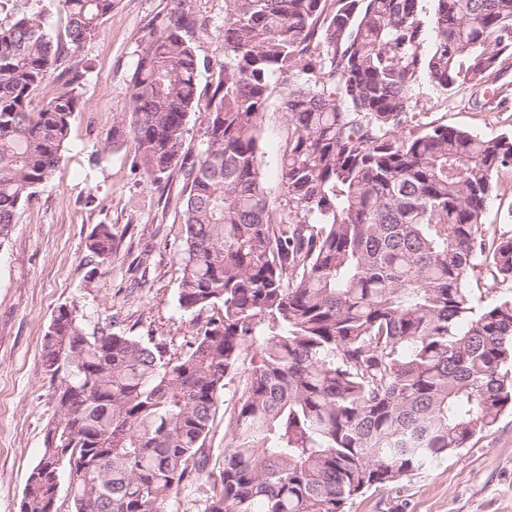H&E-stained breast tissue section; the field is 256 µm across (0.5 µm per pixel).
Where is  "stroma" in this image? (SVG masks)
I'll use <instances>...</instances> for the list:
<instances>
[{
    "mask_svg": "<svg viewBox=\"0 0 512 512\" xmlns=\"http://www.w3.org/2000/svg\"><path fill=\"white\" fill-rule=\"evenodd\" d=\"M176 10L194 23L199 89L208 92L210 67L224 52L218 35L224 0H119L96 37L59 63L86 72L82 110L54 177L37 188L0 246V512H19L45 429L57 418L42 344L59 306L77 305L91 325L112 315L115 332L176 346L193 332L190 315L178 305L183 177L174 169L144 179L131 139L112 136L129 110V81L149 32ZM415 98L429 120L485 136L512 131V103L474 109L467 93L447 97L426 82ZM284 132V115L271 106L262 169L273 192ZM98 224L113 225L118 234L111 263L101 266L85 248ZM346 512H512V410L468 448L353 498Z\"/></svg>",
    "mask_w": 512,
    "mask_h": 512,
    "instance_id": "obj_1",
    "label": "stroma"
}]
</instances>
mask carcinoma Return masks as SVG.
Returning a JSON list of instances; mask_svg holds the SVG:
<instances>
[{
  "label": "carcinoma",
  "mask_w": 512,
  "mask_h": 512,
  "mask_svg": "<svg viewBox=\"0 0 512 512\" xmlns=\"http://www.w3.org/2000/svg\"><path fill=\"white\" fill-rule=\"evenodd\" d=\"M116 2L60 0L65 42L36 12L0 25V245L63 160L85 71L68 68L40 110L30 99ZM190 27L180 11L154 27L112 137H130L150 181L185 173L178 304L195 333L175 349L58 308L42 345L58 418L36 468L69 466L68 512H167L207 472L233 384L203 512H345L512 409V233L485 224L512 133L413 113L423 78L443 95L512 90V0H435L429 16L420 0H224L198 153ZM276 90L273 195L259 159ZM116 241L98 224L86 248L104 264ZM58 488L30 473L20 512H45ZM222 403L215 421L211 439L208 445L210 448V463L208 471L213 470L210 479L205 477L192 487H187L179 491L177 496L173 498L169 510L171 512H201L200 504L195 500L203 498L205 491L212 485L215 478L218 477L219 467H223L224 462V395Z\"/></svg>",
  "instance_id": "cac0c4a2"
}]
</instances>
